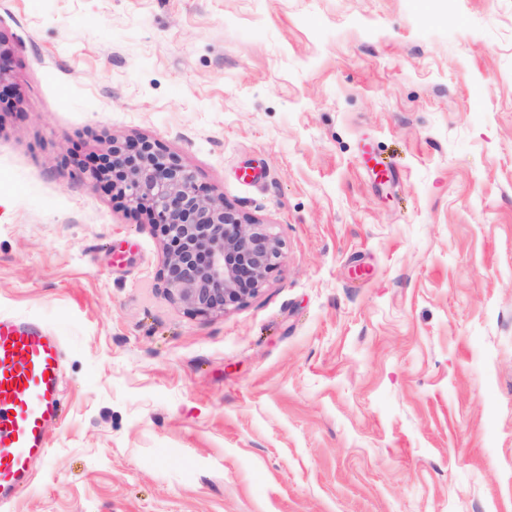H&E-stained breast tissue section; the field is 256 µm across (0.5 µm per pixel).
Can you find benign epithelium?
Here are the masks:
<instances>
[{
  "mask_svg": "<svg viewBox=\"0 0 512 512\" xmlns=\"http://www.w3.org/2000/svg\"><path fill=\"white\" fill-rule=\"evenodd\" d=\"M9 76V52L0 49V101L10 95ZM83 170L149 215L163 244L159 277L189 312L244 305L282 264L283 243L268 225L224 203L179 157L148 139L114 140Z\"/></svg>",
  "mask_w": 512,
  "mask_h": 512,
  "instance_id": "benign-epithelium-1",
  "label": "benign epithelium"
}]
</instances>
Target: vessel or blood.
Here are the masks:
<instances>
[{"label": "vessel or blood", "instance_id": "vessel-or-blood-1", "mask_svg": "<svg viewBox=\"0 0 512 512\" xmlns=\"http://www.w3.org/2000/svg\"><path fill=\"white\" fill-rule=\"evenodd\" d=\"M61 343L39 324L0 316V512L50 452L60 417Z\"/></svg>", "mask_w": 512, "mask_h": 512}]
</instances>
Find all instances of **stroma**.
Listing matches in <instances>:
<instances>
[{
	"instance_id": "obj_1",
	"label": "stroma",
	"mask_w": 512,
	"mask_h": 512,
	"mask_svg": "<svg viewBox=\"0 0 512 512\" xmlns=\"http://www.w3.org/2000/svg\"><path fill=\"white\" fill-rule=\"evenodd\" d=\"M0 315L64 415L11 512H512V0H0ZM146 138L270 225L197 316L82 165Z\"/></svg>"
}]
</instances>
